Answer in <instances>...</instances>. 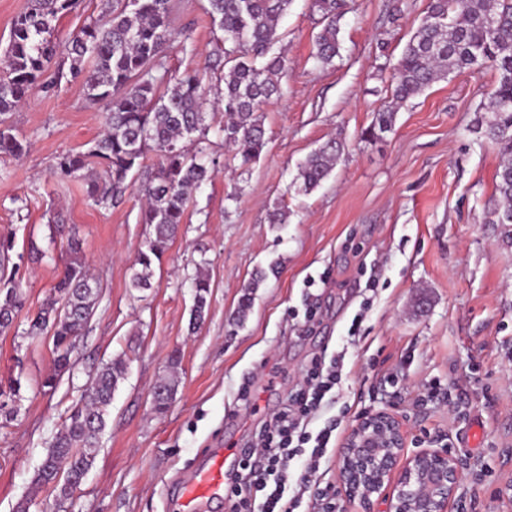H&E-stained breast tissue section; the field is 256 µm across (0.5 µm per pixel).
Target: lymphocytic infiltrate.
<instances>
[{
	"mask_svg": "<svg viewBox=\"0 0 512 512\" xmlns=\"http://www.w3.org/2000/svg\"><path fill=\"white\" fill-rule=\"evenodd\" d=\"M346 350L313 357L287 405L257 428L225 476L226 512H338L336 491L321 486L341 421L324 419L348 374Z\"/></svg>",
	"mask_w": 512,
	"mask_h": 512,
	"instance_id": "lymphocytic-infiltrate-1",
	"label": "lymphocytic infiltrate"
}]
</instances>
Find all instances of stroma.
<instances>
[{"mask_svg": "<svg viewBox=\"0 0 512 512\" xmlns=\"http://www.w3.org/2000/svg\"><path fill=\"white\" fill-rule=\"evenodd\" d=\"M428 0H348L342 57L318 64L310 0H293L280 23L288 72L281 96L260 111L265 145L239 167L209 114L223 165L203 186L168 248L153 286L131 288V263L153 235L130 192L103 209L76 178L58 180L60 154L85 150L103 125L81 81L36 91L9 122L28 149L0 158V236L14 240L24 306L0 333V390L21 399L0 417V512H166L172 480L212 448L234 452L285 406L302 369L323 350L348 348L344 401L361 416L389 410L408 430V451L447 446L461 463L459 502L468 512H512V239L490 221L501 154L477 130L495 74L449 75L402 106L393 131L364 138L390 99V66ZM207 0H173L174 31L190 28L165 64L198 70L219 30ZM343 142L332 175L307 195L291 190L299 164L329 139ZM288 221L273 224L275 208ZM79 239L101 284L93 315L56 372L51 337L29 321ZM244 325L234 314L258 269ZM211 283L199 326L191 324L192 278ZM360 344L346 347L354 317ZM179 354L177 392L165 414L151 390ZM128 362L112 398L92 467L65 503L34 479L52 441L93 377L115 356ZM53 387H44L46 378Z\"/></svg>", "mask_w": 512, "mask_h": 512, "instance_id": "obj_1", "label": "stroma"}]
</instances>
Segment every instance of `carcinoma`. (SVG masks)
I'll use <instances>...</instances> for the list:
<instances>
[{
    "label": "carcinoma",
    "mask_w": 512,
    "mask_h": 512,
    "mask_svg": "<svg viewBox=\"0 0 512 512\" xmlns=\"http://www.w3.org/2000/svg\"><path fill=\"white\" fill-rule=\"evenodd\" d=\"M292 0H208L207 13L222 32L217 50L202 70L169 72L165 51L190 34L170 28V0H112L105 13L62 41L56 22L75 10L79 0H28L14 21L10 41L0 56V157L18 158L26 144L12 133L7 114L25 103L36 88L54 89L66 76L81 78L87 99L106 108L103 132L85 152L57 158L56 175L77 178L93 157L101 173L87 182L86 193L101 208L122 204L128 189L137 187L146 200L141 223L153 226L154 237L133 263L131 287H152L153 262L165 251L184 223L197 190L211 179L219 157L210 153L211 125L205 104L224 112V142L232 145L241 165L259 158L264 130L260 105L280 93L288 68L280 42V21ZM346 0H311L320 30L315 59L330 65L340 56L339 21ZM488 66L497 74L481 121L485 139L500 146L504 159L495 176L500 204L490 223L512 224V0H429L425 15L392 65L391 97L397 103L420 96L454 72ZM396 108L374 113L366 129L371 138L391 131ZM343 151L330 139L300 164L298 191L308 194L334 170ZM158 164H145L149 153ZM70 262L54 285L57 298L30 320L28 335H50L56 366L69 365L73 341L83 335L99 295V284L80 258L76 239L68 242ZM193 324L204 319L210 283L197 272L193 278ZM23 306L18 269L0 275V333L9 329ZM126 360L117 356L96 374L87 399L71 410L43 459L35 485L52 486L66 499L91 467L106 411L125 378ZM153 409L167 411L177 391L175 373L154 384Z\"/></svg>",
    "instance_id": "obj_1"
}]
</instances>
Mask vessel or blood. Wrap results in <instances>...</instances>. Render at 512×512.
<instances>
[{"label":"vessel or blood","instance_id":"obj_1","mask_svg":"<svg viewBox=\"0 0 512 512\" xmlns=\"http://www.w3.org/2000/svg\"><path fill=\"white\" fill-rule=\"evenodd\" d=\"M223 449H210L204 463L175 483L171 504L175 512H198L202 504L221 496L224 491Z\"/></svg>","mask_w":512,"mask_h":512}]
</instances>
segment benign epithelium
<instances>
[{"instance_id":"benign-epithelium-1","label":"benign epithelium","mask_w":512,"mask_h":512,"mask_svg":"<svg viewBox=\"0 0 512 512\" xmlns=\"http://www.w3.org/2000/svg\"><path fill=\"white\" fill-rule=\"evenodd\" d=\"M407 430L393 413L362 417L338 451V481L348 507L371 512L383 500L387 512H451L460 467L446 448L407 453Z\"/></svg>"}]
</instances>
